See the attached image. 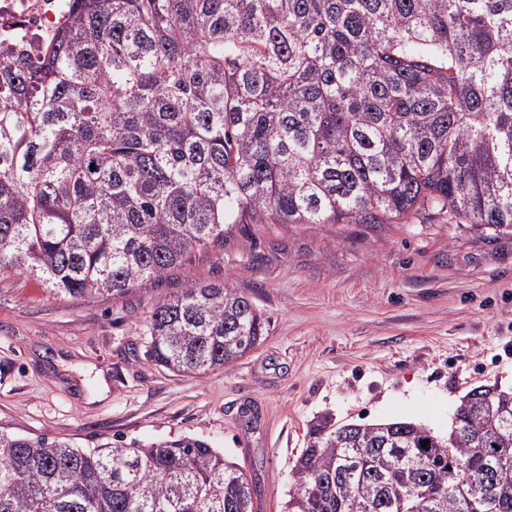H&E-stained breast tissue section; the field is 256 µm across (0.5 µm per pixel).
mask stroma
<instances>
[{"label": "stroma", "mask_w": 512, "mask_h": 512, "mask_svg": "<svg viewBox=\"0 0 512 512\" xmlns=\"http://www.w3.org/2000/svg\"><path fill=\"white\" fill-rule=\"evenodd\" d=\"M229 284L266 321L202 376L147 361L146 322L185 283ZM512 390V230L438 212L398 224H241L122 298L55 296L0 271V430L84 448L190 436L284 512L311 425L403 420L437 436L470 389Z\"/></svg>", "instance_id": "1"}]
</instances>
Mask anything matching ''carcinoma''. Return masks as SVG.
<instances>
[{"mask_svg": "<svg viewBox=\"0 0 512 512\" xmlns=\"http://www.w3.org/2000/svg\"><path fill=\"white\" fill-rule=\"evenodd\" d=\"M76 2L43 60L0 42V270L114 298L239 224L512 228V0ZM146 328L148 361L196 375L265 319L189 282ZM480 395L445 440L319 421L285 512H512V392ZM0 512H254L253 489L193 437L1 430Z\"/></svg>", "mask_w": 512, "mask_h": 512, "instance_id": "1", "label": "carcinoma"}]
</instances>
